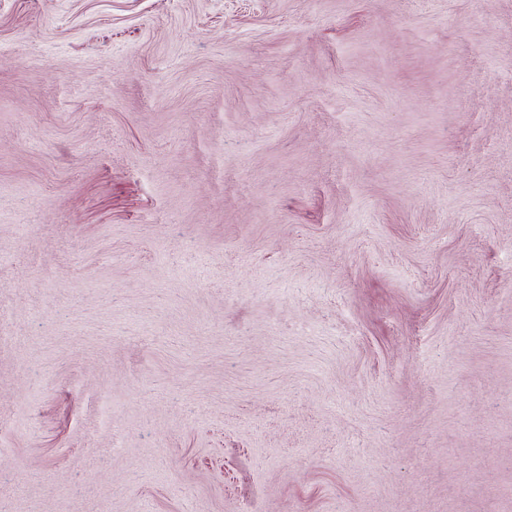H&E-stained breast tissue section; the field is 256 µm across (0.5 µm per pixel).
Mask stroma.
<instances>
[{
	"mask_svg": "<svg viewBox=\"0 0 512 512\" xmlns=\"http://www.w3.org/2000/svg\"><path fill=\"white\" fill-rule=\"evenodd\" d=\"M0 512H512V0H0Z\"/></svg>",
	"mask_w": 512,
	"mask_h": 512,
	"instance_id": "1",
	"label": "stroma"
}]
</instances>
